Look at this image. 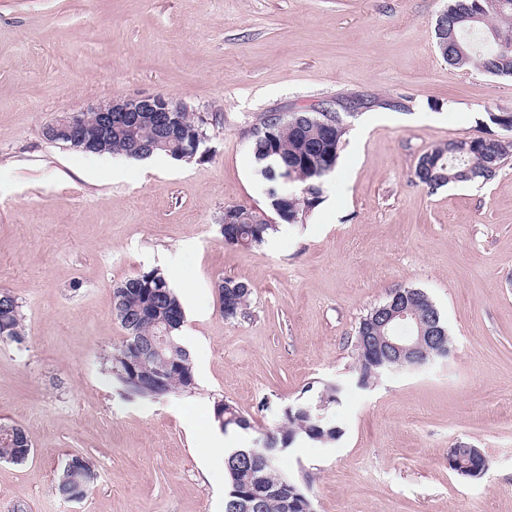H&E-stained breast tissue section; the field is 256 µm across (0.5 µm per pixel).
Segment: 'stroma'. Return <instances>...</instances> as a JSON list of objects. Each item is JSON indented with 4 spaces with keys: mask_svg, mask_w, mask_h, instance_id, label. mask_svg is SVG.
Instances as JSON below:
<instances>
[{
    "mask_svg": "<svg viewBox=\"0 0 512 512\" xmlns=\"http://www.w3.org/2000/svg\"><path fill=\"white\" fill-rule=\"evenodd\" d=\"M448 0H0V289L22 306L23 342H0V426L32 452L0 459V512H224L208 454L215 402L251 421L307 386L348 388L341 437L280 466L315 512H512V156L486 183L429 191L432 146L499 134L512 79L444 61ZM116 94L164 95L217 113L207 151L142 166L47 141L46 124ZM321 104L348 131L322 202L267 244H225V208L268 210L250 153L261 114ZM175 258L196 386L130 400L104 365L125 333L113 287ZM251 285L226 321L217 282ZM425 290L452 352L354 386L361 318L391 290ZM200 405L194 413L192 405ZM489 460L448 467L456 445ZM74 455L96 478L79 500L58 476ZM455 446L448 450V467L452 471L467 475V477L478 478L486 474L489 469V460L481 450ZM477 473V474H473ZM472 474V475H469ZM479 474V475H478Z\"/></svg>",
    "mask_w": 512,
    "mask_h": 512,
    "instance_id": "35a3bbf8",
    "label": "stroma"
}]
</instances>
